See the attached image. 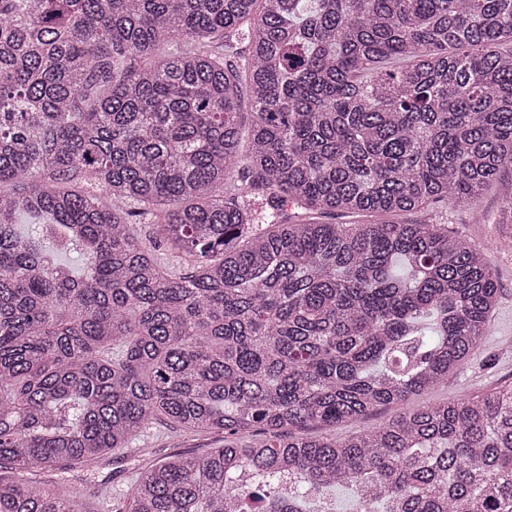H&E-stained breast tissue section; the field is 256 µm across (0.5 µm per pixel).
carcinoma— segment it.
I'll list each match as a JSON object with an SVG mask.
<instances>
[{"label": "carcinoma", "instance_id": "obj_1", "mask_svg": "<svg viewBox=\"0 0 512 512\" xmlns=\"http://www.w3.org/2000/svg\"><path fill=\"white\" fill-rule=\"evenodd\" d=\"M508 170L512 0H0V512L156 420L224 444L117 512H512V386L303 433L473 358L498 278L428 214ZM402 411V408L399 407L379 410L366 420L350 421L337 426L336 431H332V434H336L337 438L345 439L359 433L368 426H373L397 417Z\"/></svg>", "mask_w": 512, "mask_h": 512}]
</instances>
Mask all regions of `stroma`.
I'll use <instances>...</instances> for the list:
<instances>
[{
    "label": "stroma",
    "mask_w": 512,
    "mask_h": 512,
    "mask_svg": "<svg viewBox=\"0 0 512 512\" xmlns=\"http://www.w3.org/2000/svg\"><path fill=\"white\" fill-rule=\"evenodd\" d=\"M433 217L488 254L498 273L499 294L479 352L467 365L450 374L447 382L416 397L413 404L417 407L461 394L479 396L512 384V224H475L465 210L437 211ZM222 442L217 435L179 437L162 422L153 425L140 440L158 457L174 449L201 455Z\"/></svg>",
    "instance_id": "35a3bbf8"
}]
</instances>
